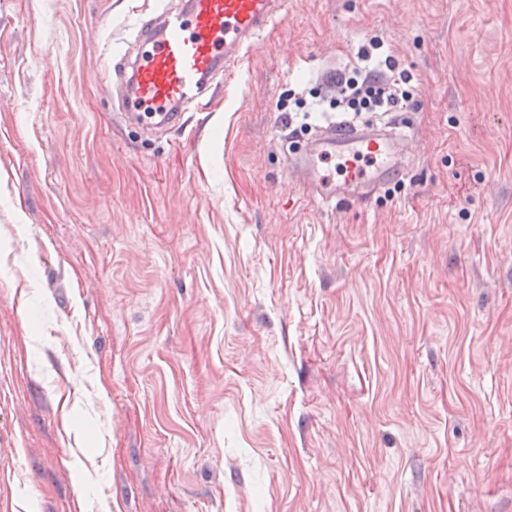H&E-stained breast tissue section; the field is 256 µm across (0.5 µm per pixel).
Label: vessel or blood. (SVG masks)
Listing matches in <instances>:
<instances>
[{
    "mask_svg": "<svg viewBox=\"0 0 512 512\" xmlns=\"http://www.w3.org/2000/svg\"><path fill=\"white\" fill-rule=\"evenodd\" d=\"M288 11V0H182L141 21L112 74L117 123L146 135L183 125ZM422 142L391 124L317 126L289 153L290 184L318 207L362 204L405 178Z\"/></svg>",
    "mask_w": 512,
    "mask_h": 512,
    "instance_id": "vessel-or-blood-1",
    "label": "vessel or blood"
}]
</instances>
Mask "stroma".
Listing matches in <instances>:
<instances>
[{"instance_id":"35a3bbf8","label":"stroma","mask_w":512,"mask_h":512,"mask_svg":"<svg viewBox=\"0 0 512 512\" xmlns=\"http://www.w3.org/2000/svg\"><path fill=\"white\" fill-rule=\"evenodd\" d=\"M179 0H0V512H512V0H289L148 140L107 57ZM400 192L318 208L279 110L369 35Z\"/></svg>"}]
</instances>
